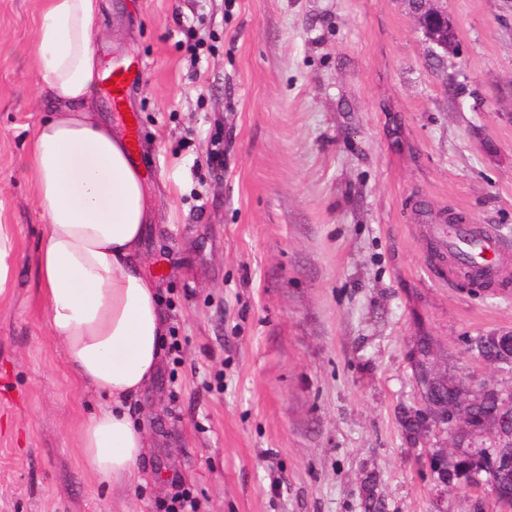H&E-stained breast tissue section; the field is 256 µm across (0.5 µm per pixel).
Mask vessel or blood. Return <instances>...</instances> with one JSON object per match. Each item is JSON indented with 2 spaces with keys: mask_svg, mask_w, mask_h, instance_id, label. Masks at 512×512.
<instances>
[{
  "mask_svg": "<svg viewBox=\"0 0 512 512\" xmlns=\"http://www.w3.org/2000/svg\"><path fill=\"white\" fill-rule=\"evenodd\" d=\"M144 69L139 62H113L106 70L103 92L114 108H122L129 90L143 78ZM428 232L438 248L451 256L453 266L449 274L465 269L481 278L497 280L503 275L504 245L499 234L491 227L475 223H451L446 219L429 225Z\"/></svg>",
  "mask_w": 512,
  "mask_h": 512,
  "instance_id": "vessel-or-blood-1",
  "label": "vessel or blood"
}]
</instances>
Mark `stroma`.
<instances>
[{
  "mask_svg": "<svg viewBox=\"0 0 512 512\" xmlns=\"http://www.w3.org/2000/svg\"><path fill=\"white\" fill-rule=\"evenodd\" d=\"M447 54L410 0H108L100 54L145 79L134 117L155 212L142 250L167 336L131 409L140 480L91 478L78 423L104 405L51 338L45 222L25 165L55 103L33 66L40 0H0V512H155L174 483L205 512H500L476 496L499 429L433 421L424 375L512 396L476 337L512 295L449 278L440 216L512 240V0H443ZM224 155L223 168L211 163ZM15 262L14 232L10 225L0 224V295L13 287Z\"/></svg>",
  "mask_w": 512,
  "mask_h": 512,
  "instance_id": "stroma-1",
  "label": "stroma"
}]
</instances>
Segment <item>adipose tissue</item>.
Returning <instances> with one entry per match:
<instances>
[{
    "instance_id": "1",
    "label": "adipose tissue",
    "mask_w": 512,
    "mask_h": 512,
    "mask_svg": "<svg viewBox=\"0 0 512 512\" xmlns=\"http://www.w3.org/2000/svg\"><path fill=\"white\" fill-rule=\"evenodd\" d=\"M105 7L42 0L34 64L56 109L30 134L26 164L46 219L37 270L49 333L81 385L106 399L78 428L83 468L135 481L146 437L129 403L156 371L166 325L141 262L150 182L98 107L105 61L93 22Z\"/></svg>"
}]
</instances>
